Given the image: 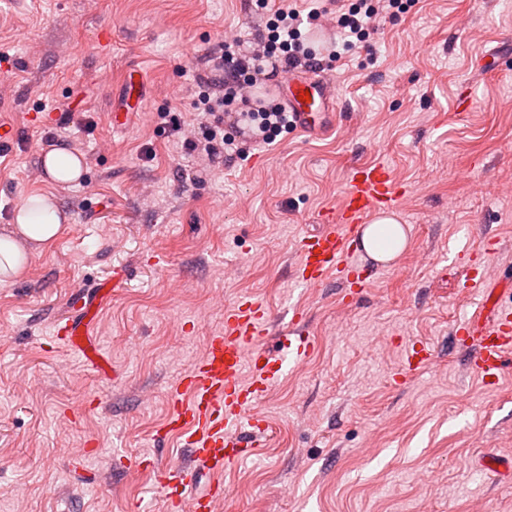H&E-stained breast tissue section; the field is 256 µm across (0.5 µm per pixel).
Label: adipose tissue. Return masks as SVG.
Returning <instances> with one entry per match:
<instances>
[{
    "label": "adipose tissue",
    "instance_id": "1",
    "mask_svg": "<svg viewBox=\"0 0 512 512\" xmlns=\"http://www.w3.org/2000/svg\"><path fill=\"white\" fill-rule=\"evenodd\" d=\"M15 221V230L0 235V285L9 284L26 271L29 263L27 243L51 244L65 230L52 198L47 196L29 197L19 208ZM405 241L402 225L391 216L375 220L362 235L365 249L382 262L396 257Z\"/></svg>",
    "mask_w": 512,
    "mask_h": 512
}]
</instances>
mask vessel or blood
I'll list each match as a JSON object with an SVG mask.
<instances>
[{"label": "vessel or blood", "mask_w": 512, "mask_h": 512, "mask_svg": "<svg viewBox=\"0 0 512 512\" xmlns=\"http://www.w3.org/2000/svg\"><path fill=\"white\" fill-rule=\"evenodd\" d=\"M282 100L293 127L318 138L336 126L338 91L334 82L314 72L291 69L267 91ZM401 193L388 166L370 164L353 169L339 212H326L323 226L304 236L294 277L317 284L328 277L347 279L363 269L357 240L359 230L378 212L397 209ZM463 285L483 290L481 312L457 329L456 335L472 349L470 368L482 379L495 382L512 362V308L501 304L494 284L476 268H468ZM104 286L74 299L70 312L54 329L56 339L83 354L87 366L98 363L100 353L86 341L88 327L103 305ZM301 313H294L288 335L281 337L282 356L266 351L271 333L270 316L262 302L237 301L224 314V330L208 336L204 353L169 393L172 434L191 448L192 465L159 468L157 485L168 501L169 512H214L222 497L219 484L199 486L202 474H217L233 463L234 448H258L264 432L262 419L249 416L250 408L288 366L305 357L309 343L300 331Z\"/></svg>", "instance_id": "vessel-or-blood-1"}]
</instances>
